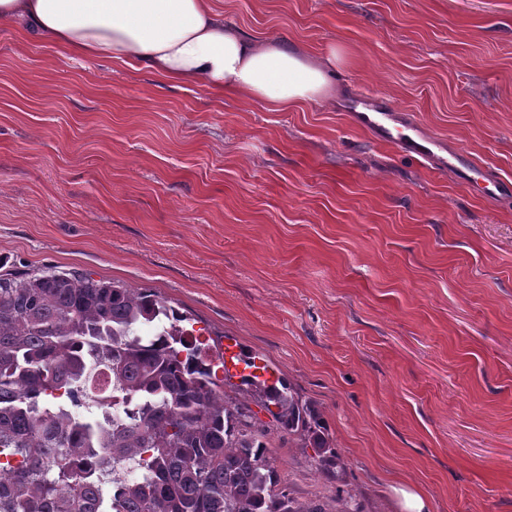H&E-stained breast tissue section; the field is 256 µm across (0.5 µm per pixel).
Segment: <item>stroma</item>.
<instances>
[{
    "instance_id": "35a3bbf8",
    "label": "stroma",
    "mask_w": 512,
    "mask_h": 512,
    "mask_svg": "<svg viewBox=\"0 0 512 512\" xmlns=\"http://www.w3.org/2000/svg\"><path fill=\"white\" fill-rule=\"evenodd\" d=\"M343 60L280 112L0 24V267L151 288L320 407L344 463L279 441L323 512H512V197L401 157L357 94L512 179V0H213Z\"/></svg>"
}]
</instances>
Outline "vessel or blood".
<instances>
[{"label":"vessel or blood","mask_w":512,"mask_h":512,"mask_svg":"<svg viewBox=\"0 0 512 512\" xmlns=\"http://www.w3.org/2000/svg\"><path fill=\"white\" fill-rule=\"evenodd\" d=\"M348 109L355 122L367 129L377 142L391 145L399 154L436 169L460 172L462 182L472 184V161L448 150L442 139L426 133L417 121L403 118L381 94L359 95L350 101ZM224 365L239 375L250 373L268 382L273 379L271 373L261 368H247L244 354L235 346L226 347Z\"/></svg>","instance_id":"vessel-or-blood-1"}]
</instances>
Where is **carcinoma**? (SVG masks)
Masks as SVG:
<instances>
[{
  "instance_id": "1",
  "label": "carcinoma",
  "mask_w": 512,
  "mask_h": 512,
  "mask_svg": "<svg viewBox=\"0 0 512 512\" xmlns=\"http://www.w3.org/2000/svg\"><path fill=\"white\" fill-rule=\"evenodd\" d=\"M185 320L150 288L0 274V512H323L279 487L269 429ZM242 385L279 437L343 465L289 382ZM246 388V386L241 385V379L234 376H228V378L225 380L224 378V392L226 395L230 397H238L240 400L247 402L251 410L256 413V417L263 423L270 424L272 418L271 416L264 410H261L259 406L256 405L254 402V399L250 396L245 395H239L238 393H242L239 389Z\"/></svg>"
}]
</instances>
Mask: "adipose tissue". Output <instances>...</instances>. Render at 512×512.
<instances>
[{
    "label": "adipose tissue",
    "mask_w": 512,
    "mask_h": 512,
    "mask_svg": "<svg viewBox=\"0 0 512 512\" xmlns=\"http://www.w3.org/2000/svg\"><path fill=\"white\" fill-rule=\"evenodd\" d=\"M0 21L70 55L135 61L170 82L231 90L280 110L328 99L338 55L256 41L210 0H0Z\"/></svg>",
    "instance_id": "adipose-tissue-1"
}]
</instances>
